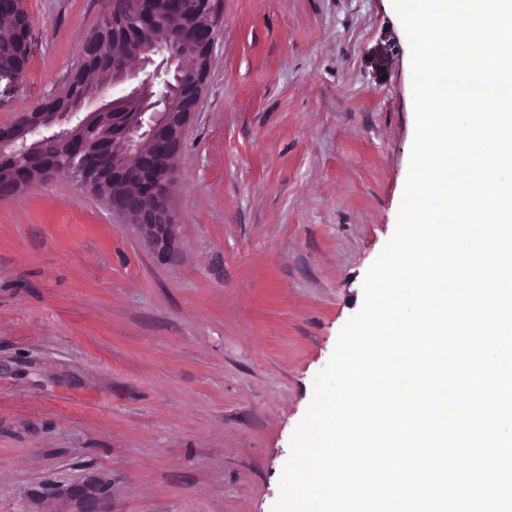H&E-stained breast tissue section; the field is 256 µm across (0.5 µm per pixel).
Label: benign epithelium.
<instances>
[{"label": "benign epithelium", "instance_id": "benign-epithelium-1", "mask_svg": "<svg viewBox=\"0 0 512 512\" xmlns=\"http://www.w3.org/2000/svg\"><path fill=\"white\" fill-rule=\"evenodd\" d=\"M212 23H204L180 32H160L155 26L154 0H139L135 20L122 26L119 37L123 54L102 63L105 81L87 80L83 86L60 104H50L47 111L36 119L25 116L7 126H0V148L17 142L26 148V157L40 165L43 172L52 176L65 172L77 185L85 187L101 178L120 179L124 167L106 168L102 158L107 152L119 149L136 151L140 162L137 185L147 189L156 169L167 165L172 176H177L176 159L179 151L172 137L168 114L160 111L164 97L153 91L155 78L161 73L179 74L187 58L208 62L213 53L216 34ZM208 70L197 72L195 81L183 87L178 109L196 111L200 103L199 86L206 83ZM123 85L126 92L115 98L106 96L109 87ZM100 112L116 116L112 129V144L108 149L89 151L76 148L65 164L58 163L48 150L50 141L70 135L75 116L85 115L89 121ZM176 220L168 215V223L159 225L153 243L168 252L173 246Z\"/></svg>", "mask_w": 512, "mask_h": 512}]
</instances>
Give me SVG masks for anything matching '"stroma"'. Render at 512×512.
Wrapping results in <instances>:
<instances>
[{"label":"stroma","mask_w":512,"mask_h":512,"mask_svg":"<svg viewBox=\"0 0 512 512\" xmlns=\"http://www.w3.org/2000/svg\"><path fill=\"white\" fill-rule=\"evenodd\" d=\"M113 0H24L8 125ZM162 253L66 175L0 196V512H272L392 236L414 134L392 0H220Z\"/></svg>","instance_id":"1"}]
</instances>
